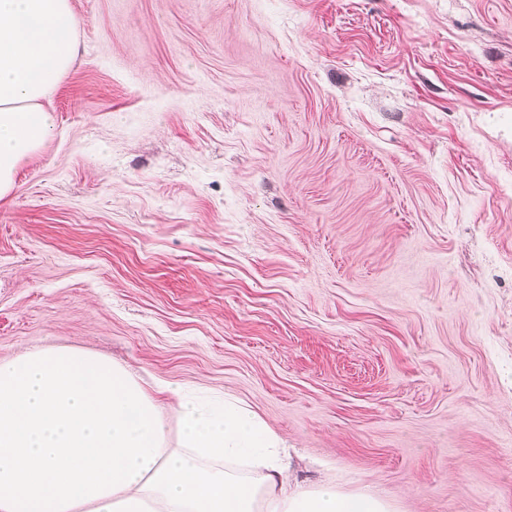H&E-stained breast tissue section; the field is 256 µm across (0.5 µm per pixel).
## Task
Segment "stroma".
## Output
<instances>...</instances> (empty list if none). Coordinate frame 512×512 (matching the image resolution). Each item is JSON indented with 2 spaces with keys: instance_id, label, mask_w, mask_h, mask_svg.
<instances>
[{
  "instance_id": "stroma-1",
  "label": "stroma",
  "mask_w": 512,
  "mask_h": 512,
  "mask_svg": "<svg viewBox=\"0 0 512 512\" xmlns=\"http://www.w3.org/2000/svg\"><path fill=\"white\" fill-rule=\"evenodd\" d=\"M0 201V359L239 399L292 475L512 512V0H72Z\"/></svg>"
}]
</instances>
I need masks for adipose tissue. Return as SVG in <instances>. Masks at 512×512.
I'll return each instance as SVG.
<instances>
[{"label": "adipose tissue", "instance_id": "ef3b65f1", "mask_svg": "<svg viewBox=\"0 0 512 512\" xmlns=\"http://www.w3.org/2000/svg\"><path fill=\"white\" fill-rule=\"evenodd\" d=\"M77 53L72 0H0V199L49 137L44 101ZM281 448L238 400L145 383L81 349L0 361V512H397L368 487L291 483Z\"/></svg>", "mask_w": 512, "mask_h": 512}]
</instances>
